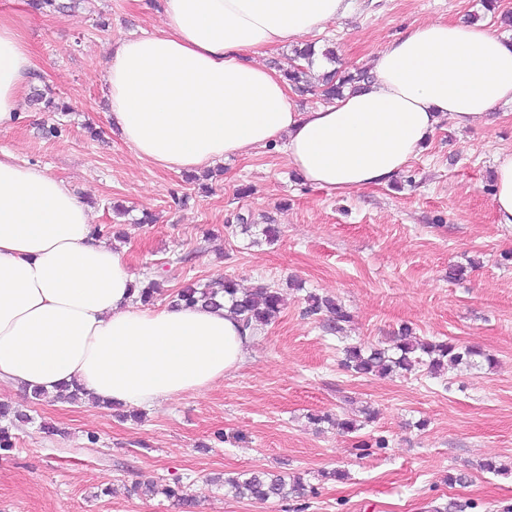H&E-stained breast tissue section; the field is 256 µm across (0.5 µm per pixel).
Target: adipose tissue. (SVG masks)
I'll return each mask as SVG.
<instances>
[{
  "mask_svg": "<svg viewBox=\"0 0 512 512\" xmlns=\"http://www.w3.org/2000/svg\"><path fill=\"white\" fill-rule=\"evenodd\" d=\"M350 11V0H158L159 31L107 47L111 124L160 169L274 146L306 183L344 195L391 183L442 123H481L512 102V39L436 21L376 52L357 91L300 108L261 56ZM35 69L19 13L0 10V131L23 119ZM492 204L512 225V150L495 156ZM94 230L66 182L0 152V385L52 393L75 380L100 403L152 409L243 365L254 332L223 308L141 305L125 249Z\"/></svg>",
  "mask_w": 512,
  "mask_h": 512,
  "instance_id": "ef3b65f1",
  "label": "adipose tissue"
}]
</instances>
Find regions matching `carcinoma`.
Here are the masks:
<instances>
[{
  "instance_id": "cac0c4a2",
  "label": "carcinoma",
  "mask_w": 512,
  "mask_h": 512,
  "mask_svg": "<svg viewBox=\"0 0 512 512\" xmlns=\"http://www.w3.org/2000/svg\"><path fill=\"white\" fill-rule=\"evenodd\" d=\"M294 53L302 64L284 74L288 84L298 93L318 94L326 103L343 96L346 89L356 87L368 79L366 70L354 72L334 70L319 76L318 81L314 82L310 75V64L315 54L314 46L307 44L294 49ZM32 101L43 104V109L47 112L72 110L70 104L59 103L49 92L37 88L34 89ZM224 298L230 302L231 313L240 318L245 328L271 324L280 316L284 306L281 289L262 285L241 294L237 283L226 277L203 285L187 284L177 291L174 302L217 308L222 306ZM307 301V315L323 314L325 315L323 326L327 330L335 333L343 332V324L349 322V315L335 299L310 295ZM343 354V364L347 369L361 375L381 377L391 374L405 376L421 366L427 367L432 373H438L448 365L478 368L484 363L489 366L494 364V358L491 355L474 346L460 345L451 341L436 343L418 340L411 335V330L407 327L402 328L391 351L378 347L366 349L360 345H348L344 347ZM85 396L83 387L73 383L60 387L58 393L53 395V399L70 403ZM28 420H30L28 415L14 411L8 405L0 404V422H6V425H0L1 451H10L14 447L9 427ZM224 485L237 497H247L259 502L283 499L304 490L303 478L295 476L289 482L287 476L265 470L252 471L245 478L240 474L229 476L224 479ZM137 491L149 498L163 496L182 506L188 507L191 503L186 486L178 479L171 482L140 483L137 485Z\"/></svg>"
}]
</instances>
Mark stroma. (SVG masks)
I'll use <instances>...</instances> for the list:
<instances>
[{"mask_svg":"<svg viewBox=\"0 0 512 512\" xmlns=\"http://www.w3.org/2000/svg\"><path fill=\"white\" fill-rule=\"evenodd\" d=\"M351 17L312 35L342 66L366 67L399 32L432 21L499 27L482 0H353ZM155 10L133 0H77L67 13L28 11L33 82L71 104H25L22 124L0 133V150L64 180L94 210L104 235L122 232L140 281L161 285L154 307L184 283L219 276L240 287L282 285L286 305L262 327L246 362L201 393L125 417L93 400H32L1 387L0 402L30 422L0 455V512H512V226L495 221L494 156L512 148V104L489 122L441 125L397 179L337 195L309 186L282 150L224 161L208 183L136 159L108 117L99 72L108 43L157 31ZM58 126L59 137L47 136ZM127 212L115 214L113 203ZM152 223H141L142 214ZM245 214L278 228L274 244L231 233ZM311 294L336 298L351 320L332 334L305 316ZM414 335L481 348L493 368L433 377L360 376L341 365L345 346L390 347ZM373 409L355 433L338 423ZM332 420L315 424L311 415ZM59 427L51 436L41 428ZM97 444H88L87 434ZM385 437L387 447L356 443ZM493 460L500 474L481 470ZM346 470L342 480L321 472ZM271 470L301 476L285 500L233 496L228 475ZM461 482L448 483L449 474ZM180 479L191 509L147 498L135 484Z\"/></svg>","mask_w":512,"mask_h":512,"instance_id":"stroma-1","label":"stroma"}]
</instances>
